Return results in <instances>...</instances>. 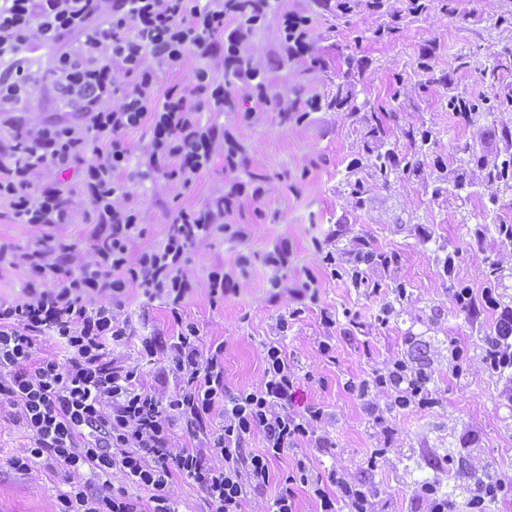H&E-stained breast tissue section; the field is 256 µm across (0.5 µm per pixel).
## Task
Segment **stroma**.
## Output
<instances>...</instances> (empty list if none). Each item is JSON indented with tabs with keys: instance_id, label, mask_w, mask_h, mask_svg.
<instances>
[{
	"instance_id": "1",
	"label": "stroma",
	"mask_w": 512,
	"mask_h": 512,
	"mask_svg": "<svg viewBox=\"0 0 512 512\" xmlns=\"http://www.w3.org/2000/svg\"><path fill=\"white\" fill-rule=\"evenodd\" d=\"M512 10V0H479L476 21L462 22L433 11L428 17L407 24L397 41L367 45L371 60L362 84L372 96L384 98L391 85H399L400 96L418 95L421 74L417 62L423 48L436 44L432 59L435 69L455 70L460 86L470 93H483L474 72L456 71L460 50L474 51L484 61L503 38L496 30V18ZM255 59L266 63L281 52L280 23L268 19L263 29L249 39ZM268 81L280 91L304 89L321 94L326 89L323 72L309 70L299 61L282 69L269 68ZM203 121L224 127L245 152L252 170L266 173L262 193L244 192L230 216L248 234L246 241L226 237L193 249L188 273L198 289L183 307L187 320L198 324L204 342L224 345V382L231 389L258 386L263 377V345L276 337V322L285 314L291 299L274 297L268 286L274 271L265 255L280 245L290 252L281 275L288 288L314 283L318 297L302 295L303 315L294 322L284 342L302 372L294 398L296 409L310 404L324 407L327 432L334 444L331 453L312 452L317 470L345 467L350 475L380 486L387 494L388 512H416L414 494L418 484L438 478L450 486H465L476 467L486 466L509 486L510 491L489 506V512H512V379L491 374L481 361L478 332L494 326L499 313L481 307L476 316L455 313L448 292V280L435 260L425 235L460 252L456 273L475 291L482 293L488 260H507L512 250L489 238L476 242L460 222L455 200L436 204L420 186L401 178L391 190H379L368 207L351 211L336 193L340 172L362 150L341 113L321 110L302 122L278 125L274 113L257 112L247 120L233 113L203 112ZM406 122L427 121L438 133L433 160L449 163L457 141H469L492 150L482 125L459 126L453 113L441 103L440 89L429 92L421 111L409 112ZM241 173L224 170L223 155H215L191 185L176 177H157L155 182L137 186L142 203V232L132 252H140L162 240L175 215L213 202L226 183L241 180ZM84 201H77L66 224L42 226L17 224L0 204V249L18 254L14 265L0 269V299L19 297L27 280L21 254L43 239L77 244L80 257H87L95 231L88 224ZM345 221L362 230L374 247L394 250L401 256L397 275L412 292L408 311L396 322L377 320L381 300L367 296L341 279L328 274L315 255L316 247L330 249L337 222ZM250 257L247 271H240V254ZM224 268L239 285L238 293L214 305L208 300L206 273ZM138 292H130L125 305L140 336L176 333L169 310L162 302L141 308ZM444 309L437 324H429L431 306ZM336 313V326L325 329L319 319L320 307ZM426 333L433 343L428 356L435 369V406L410 409L388 419L386 424L368 421L361 400L345 387L390 357L407 352L406 332ZM334 338L335 361L324 358L318 348L323 336ZM464 352L462 372H454L448 360L452 348ZM386 449L376 470L365 467L372 449ZM63 488L60 475L44 464L30 473L19 474L0 467V512H54Z\"/></svg>"
}]
</instances>
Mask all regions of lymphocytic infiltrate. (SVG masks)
<instances>
[{"label":"lymphocytic infiltrate","instance_id":"obj_1","mask_svg":"<svg viewBox=\"0 0 512 512\" xmlns=\"http://www.w3.org/2000/svg\"><path fill=\"white\" fill-rule=\"evenodd\" d=\"M190 56L198 61L190 77L157 94L160 73L181 70ZM46 76L97 116L94 151L76 179L89 208L109 199L112 249L77 262V275L53 284L48 277L62 254L43 240L42 262L28 265L24 301L0 302V412L29 437L7 466L26 474L40 460L60 471L66 489L58 512H178L179 478L198 484L209 512H245L251 494L269 484L272 460L290 452L291 472L257 512H296L299 487L310 491L317 512H379L381 488L343 468L318 472L301 449L305 442L330 449L324 408L292 407L300 375L282 339L301 309L282 315L278 338L264 344L260 385L236 391L224 383L223 343L203 344L198 325L180 312L196 288L186 271L191 250L224 234L245 238V231L226 224L220 211L207 224L191 223L184 212L176 232L130 252L141 209L131 184L119 177L132 160L125 134L148 126L147 173L172 171L186 184L224 147L202 123L196 102L204 93L215 111L223 109L224 0H0L1 127L27 125ZM40 130L28 164L0 169V201L25 223L61 224L59 199L28 186L43 168L64 174L77 144L68 129ZM107 168L115 179H104ZM134 288L171 304L177 335L147 336L141 344L162 353L161 375L174 379V389L147 382L137 365L116 354L135 335L123 309ZM46 332L60 353L38 355L37 337ZM399 364L390 358L346 383L376 410V423L399 412L386 379ZM257 432L265 440L260 453L246 446ZM133 488L148 492L147 502L130 496Z\"/></svg>","mask_w":512,"mask_h":512}]
</instances>
